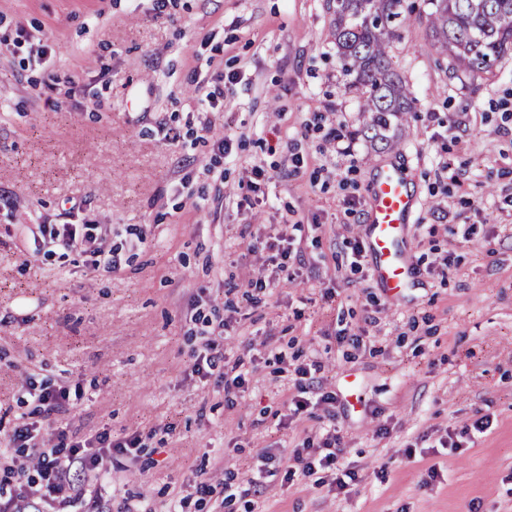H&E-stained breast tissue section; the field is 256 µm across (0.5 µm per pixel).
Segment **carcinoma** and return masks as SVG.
<instances>
[{
	"label": "carcinoma",
	"instance_id": "1",
	"mask_svg": "<svg viewBox=\"0 0 512 512\" xmlns=\"http://www.w3.org/2000/svg\"><path fill=\"white\" fill-rule=\"evenodd\" d=\"M332 36L342 74L360 93L363 132L376 141L412 111L410 87L392 67L390 49L410 21L403 0H333ZM432 36L453 72H488L512 52V0H430Z\"/></svg>",
	"mask_w": 512,
	"mask_h": 512
}]
</instances>
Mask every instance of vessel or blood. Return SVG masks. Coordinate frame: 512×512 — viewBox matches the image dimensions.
<instances>
[{
	"label": "vessel or blood",
	"instance_id": "obj_1",
	"mask_svg": "<svg viewBox=\"0 0 512 512\" xmlns=\"http://www.w3.org/2000/svg\"><path fill=\"white\" fill-rule=\"evenodd\" d=\"M417 208L408 173L380 168L370 187L364 243L371 276L391 300L400 299L417 278L410 256L401 247Z\"/></svg>",
	"mask_w": 512,
	"mask_h": 512
}]
</instances>
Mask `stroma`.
<instances>
[{
  "label": "stroma",
  "instance_id": "1",
  "mask_svg": "<svg viewBox=\"0 0 512 512\" xmlns=\"http://www.w3.org/2000/svg\"><path fill=\"white\" fill-rule=\"evenodd\" d=\"M326 2L0 0V442L33 421L31 388L60 385L70 405L44 435L139 436L88 488L102 512L175 498L214 512L200 487L227 482L239 493L223 512H512V53L492 76L452 73L431 5L405 0L391 56L413 112L376 147L357 134ZM42 43L56 80L33 62ZM202 73L233 78L217 108L198 103ZM315 112L326 120L307 128ZM389 163L421 201L420 279L395 302L351 258ZM98 222L121 257L109 273L24 242L28 225ZM256 225L293 240L287 269L249 250ZM259 273L269 287L246 289ZM208 322L249 371L237 397L191 369ZM301 385L312 405L297 416ZM329 427L356 474L341 492L285 475Z\"/></svg>",
  "mask_w": 512,
  "mask_h": 512
}]
</instances>
